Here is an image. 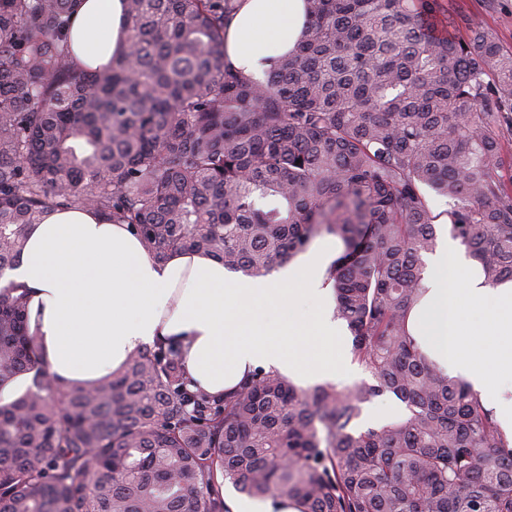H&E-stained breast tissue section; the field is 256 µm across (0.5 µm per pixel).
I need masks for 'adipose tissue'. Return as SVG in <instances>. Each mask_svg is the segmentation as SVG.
Wrapping results in <instances>:
<instances>
[{"instance_id":"obj_1","label":"adipose tissue","mask_w":512,"mask_h":512,"mask_svg":"<svg viewBox=\"0 0 512 512\" xmlns=\"http://www.w3.org/2000/svg\"><path fill=\"white\" fill-rule=\"evenodd\" d=\"M306 20V0H240L227 25L226 57L265 78L274 57L295 48ZM127 38L123 0H78L71 48L81 68L106 65ZM338 248L337 240L321 241L252 278L198 253L157 262L129 225L71 209L29 227L0 282L26 288L30 327L62 383L92 385L132 353L168 339L180 346L192 388L220 396L258 367L303 384L346 372L344 323L327 279ZM424 284L408 320L412 336L435 363L472 384L512 441V280L485 284L479 265L447 237ZM307 298L316 306L311 316L299 311Z\"/></svg>"}]
</instances>
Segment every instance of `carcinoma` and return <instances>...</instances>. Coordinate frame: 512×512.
<instances>
[{
  "label": "carcinoma",
  "mask_w": 512,
  "mask_h": 512,
  "mask_svg": "<svg viewBox=\"0 0 512 512\" xmlns=\"http://www.w3.org/2000/svg\"><path fill=\"white\" fill-rule=\"evenodd\" d=\"M295 51L261 81L224 59L238 0H125L129 39L78 69L76 0H0V275L52 208L128 224L157 259L270 274L335 237L336 314L365 378L302 387L259 368L193 390L160 340L96 384L60 383L0 287V512H231L224 486L298 512H512V444L407 328L437 234L512 279V49L436 0H307ZM404 411L364 427L368 404Z\"/></svg>",
  "instance_id": "obj_1"
}]
</instances>
